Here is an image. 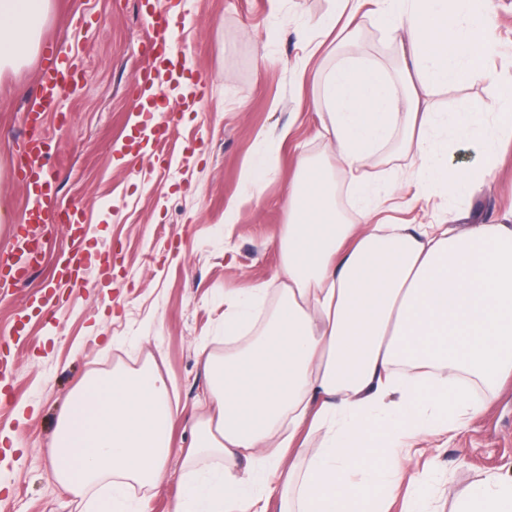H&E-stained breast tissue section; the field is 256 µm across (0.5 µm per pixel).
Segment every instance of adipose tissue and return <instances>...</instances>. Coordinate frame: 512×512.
<instances>
[{
    "label": "adipose tissue",
    "instance_id": "adipose-tissue-1",
    "mask_svg": "<svg viewBox=\"0 0 512 512\" xmlns=\"http://www.w3.org/2000/svg\"><path fill=\"white\" fill-rule=\"evenodd\" d=\"M320 28L352 34L370 8L395 43L397 68L349 57L322 74L320 137L349 169L353 215L336 182L301 159L277 247L279 288L237 289L222 358L204 355L211 412L184 458L218 469L183 483L173 512H388L410 458L406 434H442L482 414L512 375V224H414L396 191L374 196L359 170L387 146L410 154L402 182L461 199L480 190L512 144V81L489 73L498 40L488 0H332ZM51 0H0V68L37 47ZM478 78L483 96L452 115L438 88ZM477 148L448 165V139ZM479 386L483 397H473ZM179 409L151 363L85 378L48 451L55 479L81 498L104 478L97 512H128L133 485L154 489L174 452ZM319 448L308 449L313 435ZM456 512H512V482L489 475Z\"/></svg>",
    "mask_w": 512,
    "mask_h": 512
}]
</instances>
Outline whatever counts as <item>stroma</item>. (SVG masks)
<instances>
[{
	"mask_svg": "<svg viewBox=\"0 0 512 512\" xmlns=\"http://www.w3.org/2000/svg\"><path fill=\"white\" fill-rule=\"evenodd\" d=\"M182 75L206 83L200 105L175 114L168 141L140 159L121 147L145 124L131 90L147 63L149 34L138 0H53L40 51L0 73V205L23 215L30 190L19 174L25 107L54 48L75 52L83 82L62 95V114L41 132L52 152L49 176L63 206L82 210L87 248L112 247L109 276L89 275L63 297L54 317L33 308L56 260L69 248L64 225L49 226L41 265L27 281L0 288V340L11 343L15 385L0 403V512H86L54 481L47 443L71 394L88 376L155 361L180 406L164 483L134 490L140 512H172L183 448L201 414L206 386L201 349L224 352V292L273 284L277 239L288 221V185L299 155L334 171L346 167L317 135L312 103L320 93L304 38L319 32L330 0H179ZM500 41L490 71L512 75V0H494ZM395 45L371 17L353 45L329 37L324 66L337 55L391 58ZM288 131L260 196L250 197L244 168L264 152L263 135ZM512 210V158L473 195L435 192L414 214L437 221L458 211L476 224L500 223ZM410 475L431 486L438 512L488 473L512 479V379L461 429L405 438Z\"/></svg>",
	"mask_w": 512,
	"mask_h": 512,
	"instance_id": "obj_1",
	"label": "stroma"
}]
</instances>
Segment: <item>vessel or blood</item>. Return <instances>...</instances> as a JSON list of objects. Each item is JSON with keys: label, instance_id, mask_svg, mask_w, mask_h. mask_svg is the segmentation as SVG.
<instances>
[{"label": "vessel or blood", "instance_id": "vessel-or-blood-1", "mask_svg": "<svg viewBox=\"0 0 512 512\" xmlns=\"http://www.w3.org/2000/svg\"><path fill=\"white\" fill-rule=\"evenodd\" d=\"M147 20L155 32L152 62L146 70L134 76L132 88L137 96L145 97L151 103L155 99L169 96L179 85L176 31L180 20L170 12H160L152 8L147 11ZM83 77L84 74L76 66L71 53H58L53 62L42 70L37 90L27 105L30 125H39L46 113L60 112L63 91L79 84ZM21 152L27 163L21 167L20 172L31 186L33 195L32 203L26 209L17 231L15 251L7 260L11 281L17 283L26 280L30 272L39 267L40 254L33 248L32 243L36 238V229L41 224L51 220H65L74 243L73 249L63 254L58 261L52 291L47 292L38 302L40 312L49 315L57 307L59 289L77 288L83 280L87 268L84 243L89 226L74 213L60 217L53 185L41 164L48 154L44 139L28 136L21 144Z\"/></svg>", "mask_w": 512, "mask_h": 512}]
</instances>
